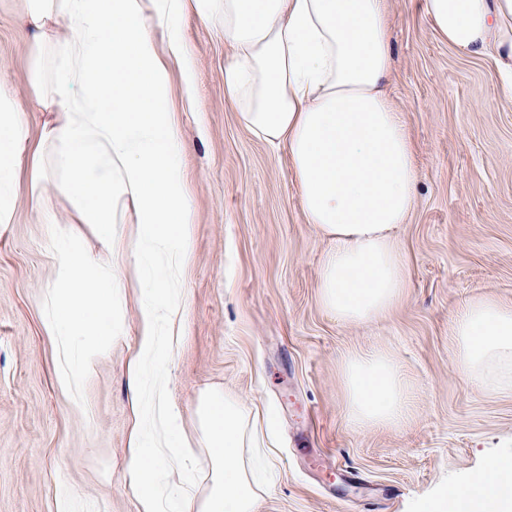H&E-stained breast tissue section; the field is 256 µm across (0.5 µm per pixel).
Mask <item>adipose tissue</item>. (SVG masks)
Instances as JSON below:
<instances>
[{
  "label": "adipose tissue",
  "mask_w": 512,
  "mask_h": 512,
  "mask_svg": "<svg viewBox=\"0 0 512 512\" xmlns=\"http://www.w3.org/2000/svg\"><path fill=\"white\" fill-rule=\"evenodd\" d=\"M217 23L231 43L226 98L240 123L288 151L304 220L330 246L317 275L321 306L347 324L394 308L409 284L396 231L416 200L414 151L402 112L387 93L393 65L387 0H26L20 23L31 63L30 97L0 92V227L16 214V179L29 165L30 199L47 189L74 198L104 254L56 238L55 278L43 322L72 352L57 369L60 390L80 387L112 347L118 328L116 275L127 260L126 211L137 225V259L148 266L140 339L127 364L136 416L129 446L138 512H255L267 483L265 419L228 393L198 401L199 442L211 489L162 484L160 465L188 474L198 462L174 444L182 416L165 370L181 339V273L192 253L194 215L171 108L179 70L184 110L198 108L192 56L180 21L187 7ZM451 48L493 54L502 98L512 103V0H422ZM58 122L39 143L24 115L32 106ZM455 363L472 383L512 394V304L471 299L451 323ZM342 376L350 423L395 426L411 411L395 360L372 349L348 354ZM423 512H512V453L483 473L429 498Z\"/></svg>",
  "instance_id": "adipose-tissue-1"
}]
</instances>
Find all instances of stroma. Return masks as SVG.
<instances>
[{
	"label": "stroma",
	"instance_id": "1",
	"mask_svg": "<svg viewBox=\"0 0 512 512\" xmlns=\"http://www.w3.org/2000/svg\"><path fill=\"white\" fill-rule=\"evenodd\" d=\"M421 0H388L394 65L388 91L408 124L417 203L400 230L410 286L385 316L345 324L317 296L326 241L302 214L288 153L257 138L224 94L233 57L218 27L181 25L196 63L200 109L179 115L193 254L182 273L183 339L167 365L182 439L198 448L195 408L228 391L271 412L275 479L256 512H417L419 504L512 450V395L479 389L454 363L451 323L466 301L512 303V105H502L492 57L449 48ZM22 0H0V72L30 93ZM13 224L0 228V512H55L61 485L95 512H137L128 471L133 423L126 362L139 341L145 281L135 260L119 275L122 330L74 403L58 388L60 343L38 301L54 276L51 234H76L100 254L70 199H30L18 176ZM382 348L408 380L412 416L354 430L342 360Z\"/></svg>",
	"mask_w": 512,
	"mask_h": 512
}]
</instances>
